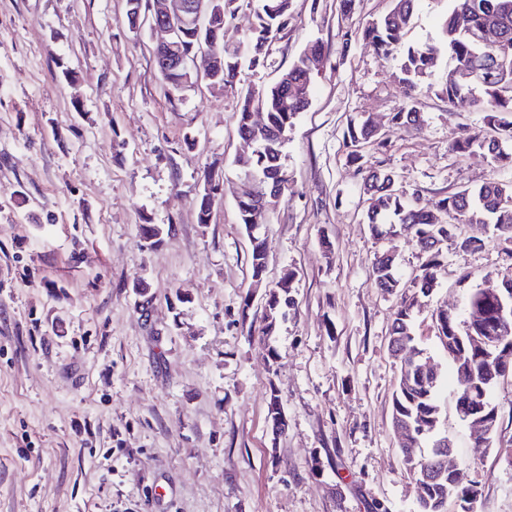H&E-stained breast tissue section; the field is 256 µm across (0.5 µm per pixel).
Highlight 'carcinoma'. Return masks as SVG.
<instances>
[{"instance_id":"cac0c4a2","label":"carcinoma","mask_w":512,"mask_h":512,"mask_svg":"<svg viewBox=\"0 0 512 512\" xmlns=\"http://www.w3.org/2000/svg\"><path fill=\"white\" fill-rule=\"evenodd\" d=\"M417 0H394L392 9L378 22L362 31L384 57L398 50L410 25ZM290 0H255L256 23L245 40L224 46V61L219 80L234 82L244 65L256 67L266 48L287 24ZM454 62L442 82L434 78L436 62L441 53ZM322 54L315 42L307 46L269 88L258 92L248 89L242 96L237 113L238 134L250 138L254 145L250 160H241L242 173L256 176L264 188L287 185L288 176L282 163L283 147L297 115L309 106L313 75L308 73L310 56ZM395 79L402 95V104L392 113L391 120L399 128L422 129L424 118L417 108L418 96L435 94L453 104L466 95L483 113L487 134L455 140L449 151L459 155L482 154L490 157L499 168L512 169V0H453V8L442 27L436 43L408 46L401 57ZM265 113V129H257L251 121L256 110ZM346 137L351 151L350 161L358 164L367 145L379 143L380 135L370 119L348 126ZM395 178L389 172L372 171L363 182L367 217L372 230L380 235L381 226H389L388 234L409 237L428 254L415 278L413 287L420 293L432 292L438 271L443 266L442 245L454 235L460 224H491L496 235L512 244V182L491 178L474 189H462L439 201L438 213L419 207L418 197L407 196L394 188ZM239 223L251 228L262 223L264 210L254 199L237 202ZM252 277L261 278L267 267L264 243L252 238L250 255ZM372 274L375 285L385 292L399 287L394 253L375 256ZM295 273L288 271L279 289L269 294L262 317L260 332L275 333L282 309L291 303L288 290ZM497 307L488 300L486 290L476 288L467 296L463 316L442 309L435 316L437 336L448 339L443 351L455 377L456 394L466 389L480 390L488 353L469 344L458 343V336H500L502 345L512 347V331L497 332ZM390 338L404 342L403 363L399 364L398 386L393 394V417H401L415 427L422 421L436 420L433 429L418 436L424 441L435 438L442 429V417L437 399L439 375L422 370L426 358L420 356L413 331V304L401 302L391 326Z\"/></svg>"}]
</instances>
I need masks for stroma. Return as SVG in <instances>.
<instances>
[{
  "label": "stroma",
  "instance_id": "1",
  "mask_svg": "<svg viewBox=\"0 0 512 512\" xmlns=\"http://www.w3.org/2000/svg\"><path fill=\"white\" fill-rule=\"evenodd\" d=\"M391 0H292L264 64L233 86L169 93L148 24L127 0H0V512H417V486L392 429L398 367L389 332L414 300L417 343L444 374V428L473 512H512V379L492 393L490 442L454 409L438 310H457L486 276L512 270L492 229L475 250L443 247L429 295L407 238L376 237L367 167L394 174L421 206L490 178L512 182L450 140L484 131L469 98L421 95L422 130L390 121L397 62L360 36ZM450 0H418L405 41L437 42ZM320 42L324 66L284 148L288 186L258 230L254 283L237 215V110ZM371 118L381 145L350 163L345 132ZM223 177L210 223L195 203L204 171ZM161 225L145 242L143 220ZM394 250L399 288L373 281ZM293 304L275 334L248 335L286 270ZM250 308H243V299ZM277 392L287 419L266 418Z\"/></svg>",
  "mask_w": 512,
  "mask_h": 512
}]
</instances>
